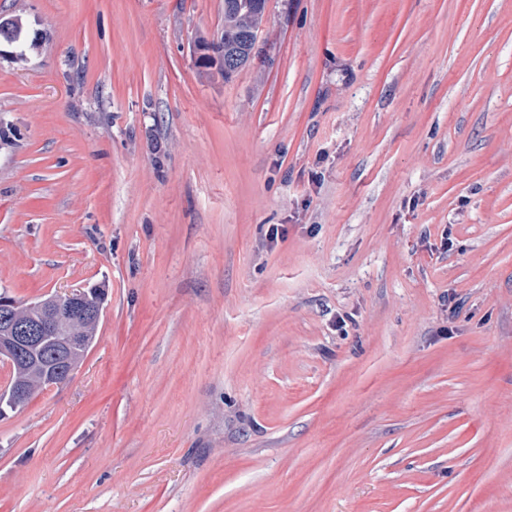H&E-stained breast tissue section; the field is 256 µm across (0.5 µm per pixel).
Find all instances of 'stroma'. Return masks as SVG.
Listing matches in <instances>:
<instances>
[{
  "mask_svg": "<svg viewBox=\"0 0 512 512\" xmlns=\"http://www.w3.org/2000/svg\"><path fill=\"white\" fill-rule=\"evenodd\" d=\"M1 16L0 291L108 297L0 512H512V0ZM224 0V42L221 46L220 60L228 63L236 73L239 67L248 63L252 48L253 32H258L263 21V12L267 0ZM263 11V12H262Z\"/></svg>",
  "mask_w": 512,
  "mask_h": 512,
  "instance_id": "1",
  "label": "stroma"
}]
</instances>
